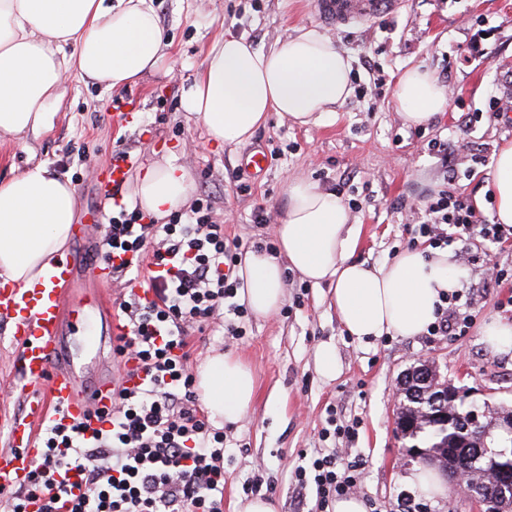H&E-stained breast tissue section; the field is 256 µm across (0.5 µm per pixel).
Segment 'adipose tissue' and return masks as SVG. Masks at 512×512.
<instances>
[{
    "instance_id": "ef3b65f1",
    "label": "adipose tissue",
    "mask_w": 512,
    "mask_h": 512,
    "mask_svg": "<svg viewBox=\"0 0 512 512\" xmlns=\"http://www.w3.org/2000/svg\"><path fill=\"white\" fill-rule=\"evenodd\" d=\"M150 0H0V134L17 145L51 130L70 94L71 77L113 92L158 73L169 55ZM351 62L335 42L302 27L268 50L225 34L206 50L182 88L180 105L208 141L241 144L270 113L318 124L351 96ZM407 125L430 122L448 105V88L429 72L407 70L395 89ZM495 221L512 226V145L492 158ZM190 175L171 161L137 179L140 208L164 220L189 204ZM287 213L276 227L279 258L245 253L241 299L261 317L285 303L286 270L328 284L345 330L362 343L387 334L412 337L436 319L443 294L458 288L451 252L408 249L389 265L354 261L358 229L335 192L296 178L287 185ZM75 190L41 164L0 180V283L25 291L48 283L73 232ZM197 387L212 416L241 419L256 391L252 371L216 354L200 367Z\"/></svg>"
}]
</instances>
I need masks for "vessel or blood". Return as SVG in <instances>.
<instances>
[{"label":"vessel or blood","instance_id":"1","mask_svg":"<svg viewBox=\"0 0 512 512\" xmlns=\"http://www.w3.org/2000/svg\"><path fill=\"white\" fill-rule=\"evenodd\" d=\"M322 20L339 25L362 19L370 21L394 13L398 0H316ZM130 168L125 161L113 160L107 169L103 197L116 202L117 192L127 181ZM90 225H83L76 239L80 251L72 261L60 264L49 286H36L23 293L0 290V309L17 314L13 337L21 346L20 373L27 383L47 381V397H30L25 415L11 423L10 436L20 448L19 456L0 459V484L22 482L29 464L39 454L32 435L31 419H44L50 409L60 408L72 420L83 419L86 412L111 406L114 378L102 371L79 365L62 353L63 329L75 304L86 314L108 315L112 303L107 289H86L71 297L81 274L104 278L109 266L100 263L88 251Z\"/></svg>","mask_w":512,"mask_h":512}]
</instances>
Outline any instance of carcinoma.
<instances>
[{
  "label": "carcinoma",
  "instance_id": "obj_1",
  "mask_svg": "<svg viewBox=\"0 0 512 512\" xmlns=\"http://www.w3.org/2000/svg\"><path fill=\"white\" fill-rule=\"evenodd\" d=\"M467 394L452 387L440 373L422 365L405 381L403 399L396 412V426L408 451L419 463L436 464L450 476L461 470L471 474L473 491L483 497L494 512L512 507V491H502L505 480L500 468H512V433L500 422L512 412L491 419L481 414L480 425L459 434L448 425L445 415L466 416L471 405Z\"/></svg>",
  "mask_w": 512,
  "mask_h": 512
}]
</instances>
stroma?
<instances>
[{
	"label": "stroma",
	"instance_id": "1",
	"mask_svg": "<svg viewBox=\"0 0 512 512\" xmlns=\"http://www.w3.org/2000/svg\"><path fill=\"white\" fill-rule=\"evenodd\" d=\"M171 56L146 83L109 94L98 84L71 81V105L54 128L27 146L0 142V179L31 164L44 163L68 178L75 189L76 217L91 223L103 205L97 180L116 150L126 151L135 168L175 153L192 178V198H208L217 222L240 250L258 240L275 242L290 179L301 176L336 191L349 202L351 223L361 236L353 254L371 266L392 262L408 247V231L426 201L440 189L444 169L433 143L459 138L463 113L479 112L469 150L458 156L453 183L467 198H482V213L493 217L488 159L512 142V123L487 119L489 100L512 90V0H400L397 11L370 22L335 28L323 22L315 0H152ZM212 19L194 23L197 13ZM330 36L351 60L353 93L320 124L299 127L277 114L244 144L215 147L203 127L180 107L184 81L199 69L207 46L221 34L245 36L269 48L296 28ZM432 73L448 88V108L427 125H406L394 99L400 76L409 69ZM262 151L268 168L254 178L242 166L246 155ZM404 199L405 209L391 203ZM264 208L270 223L253 214ZM509 274L488 283L481 260L465 264L461 288L473 301L475 319L463 336H386L365 344L342 327L330 305L328 286L317 287L297 273L286 274L287 299L269 317L246 319L245 336L195 335L193 366L220 352L243 360L256 380V398L246 415L224 433V512H240L248 497L242 486L273 482L267 495L275 512H315L313 488L296 490L292 469L300 454L322 448L321 430L330 418L358 421L353 439L337 447L362 460L366 478L360 497L393 512L409 499L426 512H472L462 494L423 495L403 481L414 461L402 446L395 413L401 381L418 364L436 367L470 400L495 411L512 409V353L490 350L484 326L512 319V250L498 254ZM12 323L0 316V458L12 456V420L22 415L30 390L19 374L20 347ZM336 349L335 378L321 375L316 350Z\"/></svg>",
	"mask_w": 512,
	"mask_h": 512
}]
</instances>
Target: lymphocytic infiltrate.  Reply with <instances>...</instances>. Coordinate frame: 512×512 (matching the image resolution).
<instances>
[{
	"instance_id": "lymphocytic-infiltrate-1",
	"label": "lymphocytic infiltrate",
	"mask_w": 512,
	"mask_h": 512,
	"mask_svg": "<svg viewBox=\"0 0 512 512\" xmlns=\"http://www.w3.org/2000/svg\"><path fill=\"white\" fill-rule=\"evenodd\" d=\"M451 233L465 254L476 238L500 252L512 246L500 225L448 188L426 206L409 243L434 247ZM238 246L204 198L164 224L125 207L109 217L101 257L122 259L112 277L126 289L117 310L124 332L113 350L126 381L92 421L61 417L48 426L24 482L0 485L7 512H224V434L198 404L189 333L243 336L244 311L234 302ZM291 477L329 512L361 487L363 471L340 449L324 448Z\"/></svg>"
}]
</instances>
